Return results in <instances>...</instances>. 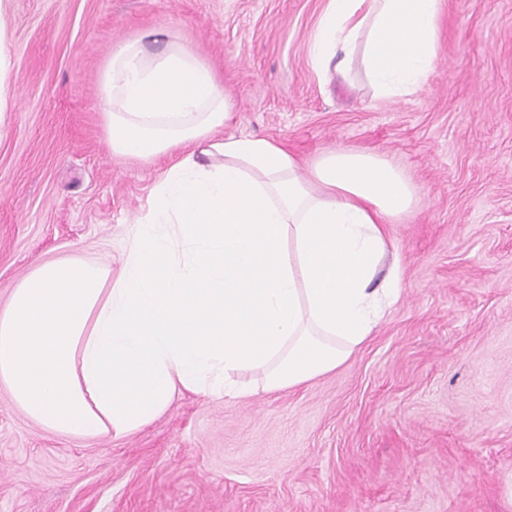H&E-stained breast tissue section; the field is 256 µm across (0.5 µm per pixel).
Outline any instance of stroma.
Returning <instances> with one entry per match:
<instances>
[{"mask_svg": "<svg viewBox=\"0 0 512 512\" xmlns=\"http://www.w3.org/2000/svg\"><path fill=\"white\" fill-rule=\"evenodd\" d=\"M326 0H11L0 138V304L35 262L120 267L169 156L105 135L113 48L152 32L204 57L234 134L310 166L373 149L415 185L387 233L398 301L335 372L217 402L178 395L116 440L45 431L0 384V512H512V0H442L436 68L411 96L323 83Z\"/></svg>", "mask_w": 512, "mask_h": 512, "instance_id": "35a3bbf8", "label": "stroma"}]
</instances>
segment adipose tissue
Returning <instances> with one entry per match:
<instances>
[{"label": "adipose tissue", "mask_w": 512, "mask_h": 512, "mask_svg": "<svg viewBox=\"0 0 512 512\" xmlns=\"http://www.w3.org/2000/svg\"><path fill=\"white\" fill-rule=\"evenodd\" d=\"M441 0H327L312 66L400 99L435 69ZM114 154L181 151L131 225L120 268L35 264L0 306V382L66 437L120 439L185 392L212 400L288 391L330 374L398 300L385 227L416 202L380 154L339 147L309 174L282 143L224 135L237 112L187 46L116 47L102 78ZM262 374V385L238 381Z\"/></svg>", "instance_id": "1"}]
</instances>
